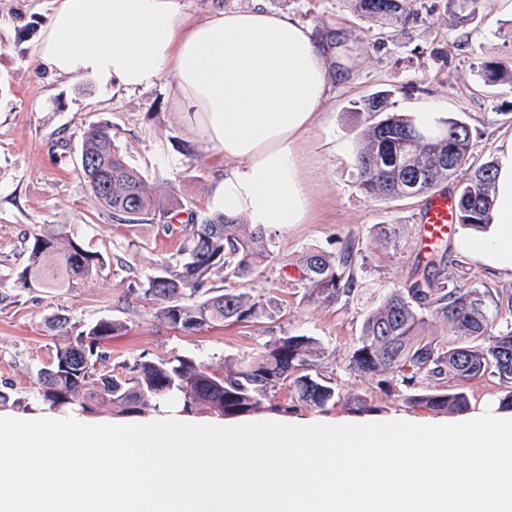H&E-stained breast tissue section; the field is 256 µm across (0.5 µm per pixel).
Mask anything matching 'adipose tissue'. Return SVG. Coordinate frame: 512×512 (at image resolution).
<instances>
[{"label": "adipose tissue", "mask_w": 512, "mask_h": 512, "mask_svg": "<svg viewBox=\"0 0 512 512\" xmlns=\"http://www.w3.org/2000/svg\"><path fill=\"white\" fill-rule=\"evenodd\" d=\"M36 61L103 88L147 90L171 77L185 121L229 162L218 189L225 213L264 227L308 222L303 144L332 84L326 51L292 16L262 0L199 19L181 0H54ZM498 149L492 220L457 245L512 273V136Z\"/></svg>", "instance_id": "1"}]
</instances>
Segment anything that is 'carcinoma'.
Wrapping results in <instances>:
<instances>
[{
  "mask_svg": "<svg viewBox=\"0 0 512 512\" xmlns=\"http://www.w3.org/2000/svg\"><path fill=\"white\" fill-rule=\"evenodd\" d=\"M350 2L356 12L385 27H404L413 20L411 0ZM478 76L486 86H512V71L494 61H481ZM359 110L368 114L356 145L357 183L365 196L384 201L407 193L416 197L459 176L457 224L476 230L489 223L498 162L481 163L474 156L468 123L450 117L439 132L424 133L409 115L389 111L384 91L362 100ZM81 174L121 221L155 222L157 231L182 239L175 255L157 261L127 289V295L151 303L157 322L201 331L272 320L282 312L275 290L255 294L246 288L257 264L273 267L278 262L263 227L224 213L193 216L191 223L175 226L169 222L174 207L164 205L124 162L106 125L86 132ZM363 251V241L354 237L335 252L306 251L296 283L305 303L332 306L349 299L362 287L357 266ZM447 253V243L439 244L426 262H417L404 287L392 289L367 313L345 369L377 378L385 397L397 396L431 413L468 410L470 384L494 377L504 389L501 406L512 409V325L501 324V303L490 289L459 285L468 269L461 261L448 265ZM104 264L101 253L84 248L74 235L34 233L28 238L27 264L13 273V283L20 289L34 283L64 288L72 280L92 278ZM221 274L226 287H210ZM431 319L443 321L445 333H425ZM52 327L67 342L56 347L49 366L56 377L48 381L39 370L36 379L37 400L55 411L87 413L97 403L140 415L160 410L170 399L185 412L205 410L224 418L248 416L267 406L285 413L298 405L326 410L341 401L352 410L371 409L365 398L342 399L334 380L317 371L324 348L311 336H278L256 353L226 361L220 372L185 354L143 356L106 371L102 366L108 355L100 345L126 331L124 323L100 319L80 326L57 313Z\"/></svg>",
  "mask_w": 512,
  "mask_h": 512,
  "instance_id": "carcinoma-1",
  "label": "carcinoma"
}]
</instances>
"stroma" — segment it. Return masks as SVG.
<instances>
[{"label": "stroma", "mask_w": 512, "mask_h": 512, "mask_svg": "<svg viewBox=\"0 0 512 512\" xmlns=\"http://www.w3.org/2000/svg\"><path fill=\"white\" fill-rule=\"evenodd\" d=\"M263 2L309 26L329 52L332 93L304 144L317 171L310 184L313 221L267 229L287 263L277 282L283 317L197 332L161 324L147 302L126 299L130 282L175 254L180 243L157 236L153 224L119 221L82 177L80 155L91 126H110L125 161L158 194L176 199L180 213L200 217L224 209L217 196L223 158L182 120L171 78L130 92L52 75L34 64L52 0H0V390L11 393L14 410L38 404L36 371L65 341L49 324L61 312L86 325L103 318L126 324L125 333L103 345L112 365L186 354L220 370L225 359L255 352L274 337L312 336L325 349L321 373L334 378L342 393L367 398L381 415L422 417V410L386 399L375 378L344 368L364 315L405 284L421 256L417 220L425 206L421 196L377 201L360 192L355 149L364 118L356 104L380 90L390 91L394 112L408 115L421 104H437L445 116L470 125L476 158L495 157L497 140L512 135V87L483 86L475 63L495 61L512 71V16L497 12L494 0H480L475 13L454 22L451 0H414L415 19L390 29L354 12L348 0ZM382 224L397 225L399 248L378 238ZM64 228L104 255L98 275L56 294L15 288L10 274L27 263V236ZM351 235L366 246L362 288L331 307L307 305L294 288L296 260L311 248L337 250Z\"/></svg>", "instance_id": "1"}]
</instances>
